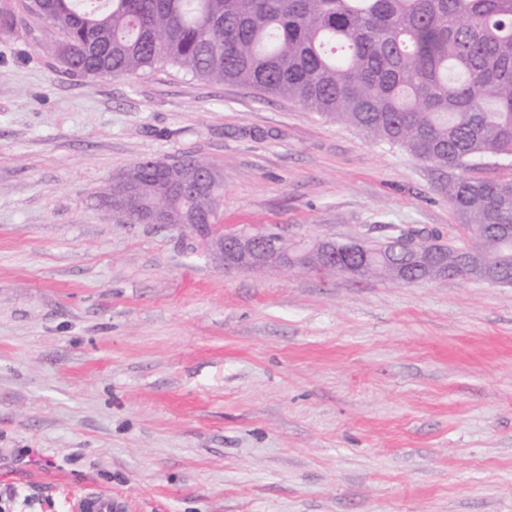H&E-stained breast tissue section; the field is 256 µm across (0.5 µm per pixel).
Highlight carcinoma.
<instances>
[{
    "label": "carcinoma",
    "instance_id": "obj_1",
    "mask_svg": "<svg viewBox=\"0 0 512 512\" xmlns=\"http://www.w3.org/2000/svg\"><path fill=\"white\" fill-rule=\"evenodd\" d=\"M0 8V32L19 16L49 22L69 71L123 77L160 63L196 78L249 86L342 122L413 158L459 171L448 203L462 218L474 266L512 284V181L467 171L512 158V0H20ZM224 193L214 164L181 156L166 167L140 161L112 184L104 207L128 224L212 212ZM401 248L377 245L354 259L363 277L398 282ZM439 278L414 267L406 285Z\"/></svg>",
    "mask_w": 512,
    "mask_h": 512
}]
</instances>
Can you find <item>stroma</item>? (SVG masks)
Instances as JSON below:
<instances>
[{
  "label": "stroma",
  "mask_w": 512,
  "mask_h": 512,
  "mask_svg": "<svg viewBox=\"0 0 512 512\" xmlns=\"http://www.w3.org/2000/svg\"><path fill=\"white\" fill-rule=\"evenodd\" d=\"M0 33V512H512V287L227 275L98 198L182 155L225 229L460 244L451 170L247 86ZM124 501L113 498L112 494L86 493L75 498L73 512H125Z\"/></svg>",
  "instance_id": "1"
}]
</instances>
